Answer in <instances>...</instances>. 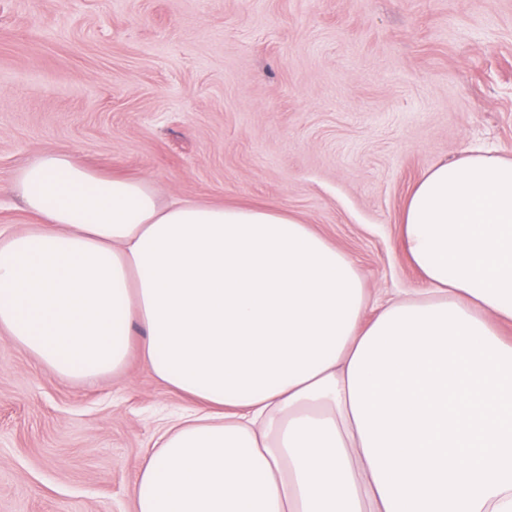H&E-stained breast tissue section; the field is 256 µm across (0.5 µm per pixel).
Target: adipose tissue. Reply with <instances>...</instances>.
Masks as SVG:
<instances>
[{"label": "adipose tissue", "mask_w": 512, "mask_h": 512, "mask_svg": "<svg viewBox=\"0 0 512 512\" xmlns=\"http://www.w3.org/2000/svg\"><path fill=\"white\" fill-rule=\"evenodd\" d=\"M11 190L40 222L0 232V332L90 376L140 323L205 408L156 439L136 512H512V157L419 179L401 236L426 287L383 303L282 211L163 205L54 151Z\"/></svg>", "instance_id": "adipose-tissue-1"}]
</instances>
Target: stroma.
I'll return each instance as SVG.
<instances>
[{"label":"stroma","instance_id":"stroma-1","mask_svg":"<svg viewBox=\"0 0 512 512\" xmlns=\"http://www.w3.org/2000/svg\"><path fill=\"white\" fill-rule=\"evenodd\" d=\"M512 153V0H0V227L47 151L164 202L280 210L371 294L423 287L401 243L421 176ZM60 376L0 334V512H133L155 439L195 403L145 365Z\"/></svg>","mask_w":512,"mask_h":512}]
</instances>
